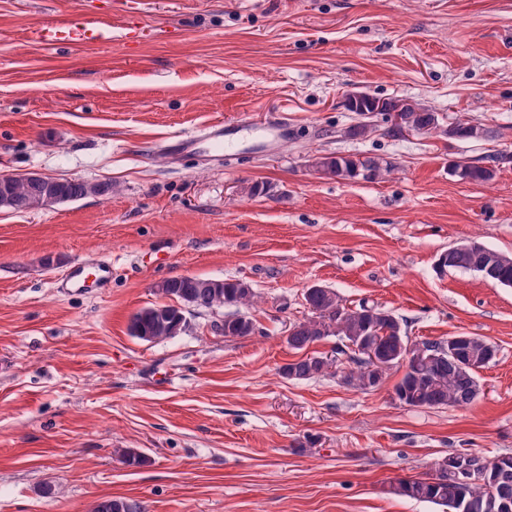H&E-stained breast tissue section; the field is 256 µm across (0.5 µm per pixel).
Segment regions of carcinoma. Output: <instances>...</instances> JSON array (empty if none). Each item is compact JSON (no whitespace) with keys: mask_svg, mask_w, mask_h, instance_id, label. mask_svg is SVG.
<instances>
[{"mask_svg":"<svg viewBox=\"0 0 512 512\" xmlns=\"http://www.w3.org/2000/svg\"><path fill=\"white\" fill-rule=\"evenodd\" d=\"M346 108L363 118V122L350 127L347 135L363 136L372 130L368 119L384 116L389 123L386 134L400 138L407 132L431 133L441 126L438 115L405 99L381 98L368 93L353 92L346 96ZM449 134L460 140H480L489 136V130L468 121H458ZM316 168L328 177L346 178L364 172L370 177L379 169L372 159L323 157ZM464 179L488 182L495 177V168L463 165ZM45 183L40 181L16 182L9 186L10 208L27 210L31 202L42 194ZM57 191L67 200L112 191L109 184H91L80 180L60 179ZM436 267L444 272L457 269L478 274L485 281L512 287V256L486 250L478 240H468L439 255ZM211 280L194 276H181L163 281L157 293L182 305L197 309L235 306L249 307L255 293L242 279L224 281V287H210ZM304 300L310 317L296 322L288 334V344L300 357L282 366L281 372L291 380L303 381L329 374L347 366L343 379L349 386L361 391H373L385 380L387 371L407 360L418 366L413 372H404L394 387L396 399L411 407H459L475 400L480 386L478 373L495 360L498 350L487 340L467 335V340L448 352L445 341L415 344L411 357H405L409 342L403 320L393 312L362 301L354 306L346 304L330 288H309ZM153 303L137 311L130 320V334L136 338L151 336L155 340L169 339L171 330L181 321L180 310L163 304L170 311L164 322L151 316ZM256 331V323L246 314L237 312L224 317V337L248 336ZM330 336L336 337L331 355L308 354L306 350ZM359 342H370L381 353L374 364L351 348ZM470 474L466 480L456 478L449 470L450 462L443 461L431 473L416 478H402L391 484L389 493L411 500L441 506L444 512H512V454H502L487 460L477 454H468ZM93 512H142L139 503L127 498H104L97 502Z\"/></svg>","mask_w":512,"mask_h":512,"instance_id":"1","label":"carcinoma"}]
</instances>
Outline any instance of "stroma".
<instances>
[{
  "mask_svg": "<svg viewBox=\"0 0 512 512\" xmlns=\"http://www.w3.org/2000/svg\"><path fill=\"white\" fill-rule=\"evenodd\" d=\"M0 0V173L108 183L107 195L0 207V512H440L388 494L451 453L512 454V288L437 272L476 239L512 255V0ZM82 9L104 44L47 47L34 28ZM140 35L125 38L128 26ZM364 91L491 129L457 140L345 105ZM288 117L286 141L238 137L223 157L172 150L217 121ZM380 164L330 178L318 158ZM495 164L487 183L454 163ZM261 194H252L253 186ZM102 292L58 281L98 255ZM180 276L243 279L257 330L233 307L195 310L172 339L131 316ZM334 290L402 318L411 341L466 333L498 348L464 407L416 408L394 386L284 378L304 292ZM132 448L144 464L123 462ZM256 331V323L246 314L237 312L224 317V337L248 336Z\"/></svg>",
  "mask_w": 512,
  "mask_h": 512,
  "instance_id": "stroma-1",
  "label": "stroma"
}]
</instances>
